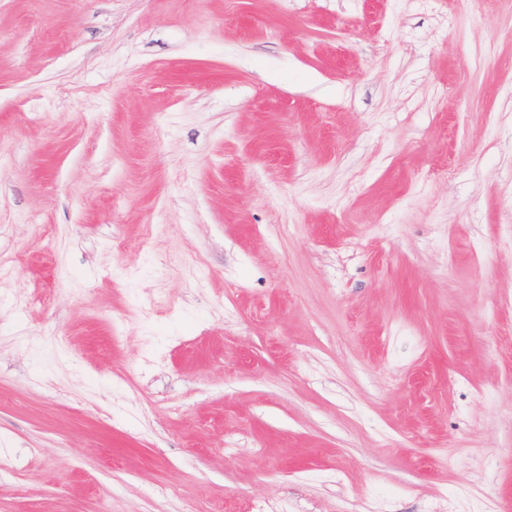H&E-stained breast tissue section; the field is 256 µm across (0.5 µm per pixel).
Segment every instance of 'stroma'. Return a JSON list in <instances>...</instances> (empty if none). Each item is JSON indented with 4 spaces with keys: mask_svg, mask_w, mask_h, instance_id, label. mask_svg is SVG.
<instances>
[{
    "mask_svg": "<svg viewBox=\"0 0 512 512\" xmlns=\"http://www.w3.org/2000/svg\"><path fill=\"white\" fill-rule=\"evenodd\" d=\"M0 512H512V0H0Z\"/></svg>",
    "mask_w": 512,
    "mask_h": 512,
    "instance_id": "1",
    "label": "stroma"
}]
</instances>
